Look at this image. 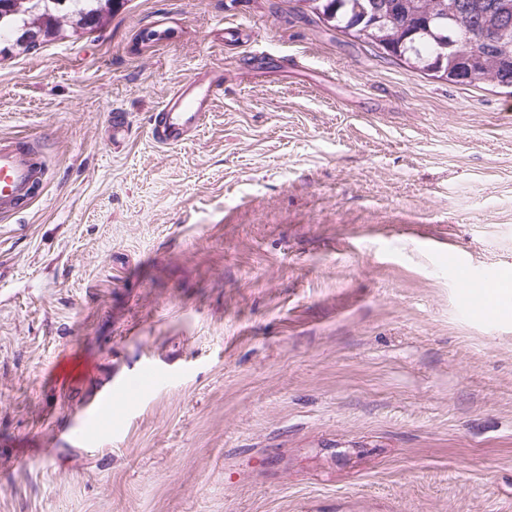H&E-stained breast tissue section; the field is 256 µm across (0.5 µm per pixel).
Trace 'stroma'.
Segmentation results:
<instances>
[{"label": "stroma", "instance_id": "stroma-1", "mask_svg": "<svg viewBox=\"0 0 512 512\" xmlns=\"http://www.w3.org/2000/svg\"><path fill=\"white\" fill-rule=\"evenodd\" d=\"M205 65L210 116L156 144ZM0 137L51 175L0 221V512H512V312L472 291L512 290L505 89L304 0H120L0 54ZM147 364L111 430L80 422ZM223 91V67L199 68L198 72L177 84L150 115L152 138L166 146H177L190 140ZM130 389L131 386L127 383H122L117 388L112 389V380L106 381L104 385H102L96 393L90 397V401L92 403L90 415L98 417L104 415L110 408H112V403L121 397V395L127 394Z\"/></svg>", "mask_w": 512, "mask_h": 512}]
</instances>
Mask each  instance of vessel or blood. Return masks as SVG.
<instances>
[{
	"instance_id": "b4317fda",
	"label": "vessel or blood",
	"mask_w": 512,
	"mask_h": 512,
	"mask_svg": "<svg viewBox=\"0 0 512 512\" xmlns=\"http://www.w3.org/2000/svg\"><path fill=\"white\" fill-rule=\"evenodd\" d=\"M224 90L223 68L201 67L177 84L149 118L152 138L161 145L177 146L190 140L204 123L214 101ZM49 181V169L33 147L17 138H0V219L34 202ZM128 384L104 383L91 396V413L104 415L126 394Z\"/></svg>"
}]
</instances>
